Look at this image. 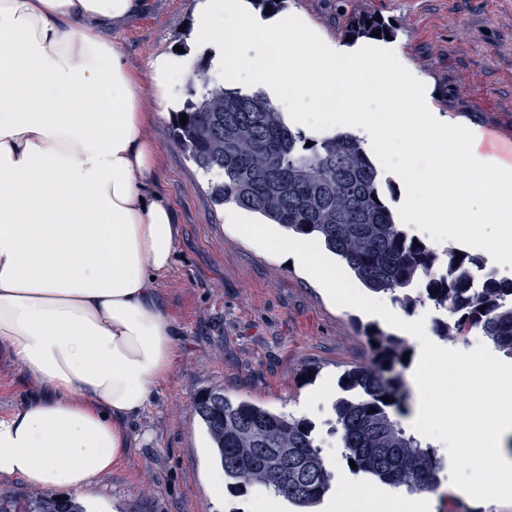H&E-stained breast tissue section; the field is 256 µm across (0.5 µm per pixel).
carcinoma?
Listing matches in <instances>:
<instances>
[{"instance_id":"cac0c4a2","label":"carcinoma","mask_w":512,"mask_h":512,"mask_svg":"<svg viewBox=\"0 0 512 512\" xmlns=\"http://www.w3.org/2000/svg\"><path fill=\"white\" fill-rule=\"evenodd\" d=\"M380 35H375V32ZM388 22L372 14L351 17L346 35L384 40L394 34ZM210 60L201 56L192 70L189 100L174 134L208 178L213 201L256 214L268 224L315 237L340 258L368 290L391 296L411 312L424 303L444 312L433 320L441 337L477 334L512 357V280L485 275L479 255L448 247L439 250L414 239L395 220L384 190L395 195L391 180L371 160L360 141L337 132L312 139L292 129L283 112L261 89H229L211 78ZM313 145L306 146L307 142ZM377 343L368 366H353L339 379L342 395L334 405L333 431L344 459L355 473L408 492H434L443 462L432 445L406 432L397 411L408 399L396 367L406 366L411 351L405 339L368 331ZM213 458L233 493L253 487L273 493L302 509L317 512L331 490L327 470L306 418L274 412L212 388L195 399ZM286 448L274 470L265 450ZM0 512H86L72 497L41 494Z\"/></svg>"}]
</instances>
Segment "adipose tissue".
Returning <instances> with one entry per match:
<instances>
[{
    "mask_svg": "<svg viewBox=\"0 0 512 512\" xmlns=\"http://www.w3.org/2000/svg\"><path fill=\"white\" fill-rule=\"evenodd\" d=\"M146 0H0V350L19 366L29 399L0 415V475L33 487L79 491L132 446L128 422L168 378L176 323L161 296L180 228L172 207L149 191L158 149L138 74L103 24L141 13ZM191 41L225 83L239 81V52L253 50L251 81L278 97L308 100L289 126L320 136L344 122L365 148L397 143L409 223L440 221L441 234L480 228L468 248L512 271V162L483 147L477 128L421 103L418 77L401 68L388 94L403 112L326 111L330 90L368 94L356 70L393 56L385 44L346 54L287 13L251 0H193ZM290 44L275 66L267 45ZM189 56L163 52L148 63L161 111H176L190 80ZM313 79H306V72ZM463 168L465 179L449 178ZM497 449L496 502L512 500V408L479 422ZM324 512H430L427 497L379 492L350 478Z\"/></svg>",
    "mask_w": 512,
    "mask_h": 512,
    "instance_id": "obj_1",
    "label": "adipose tissue"
}]
</instances>
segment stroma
<instances>
[{"label":"stroma","mask_w":512,"mask_h":512,"mask_svg":"<svg viewBox=\"0 0 512 512\" xmlns=\"http://www.w3.org/2000/svg\"><path fill=\"white\" fill-rule=\"evenodd\" d=\"M190 0H151L149 11L105 28L140 75L152 116L146 135L159 148L153 186L182 228L175 262L161 283L178 328L168 380L129 422L128 456L76 492L87 512H251L260 491L213 497L214 470L194 411L204 390L228 394L316 426L332 473L346 472L332 432L333 403L345 369L370 362L367 326L398 330L374 315L330 303L315 283L236 232L229 208L215 206L202 172L177 142L173 114L151 102L149 60L185 43ZM304 18L344 45L349 18L369 12L395 22L394 45L443 114L512 143V0H288ZM433 512H512V504L460 499L441 474Z\"/></svg>","instance_id":"1"}]
</instances>
